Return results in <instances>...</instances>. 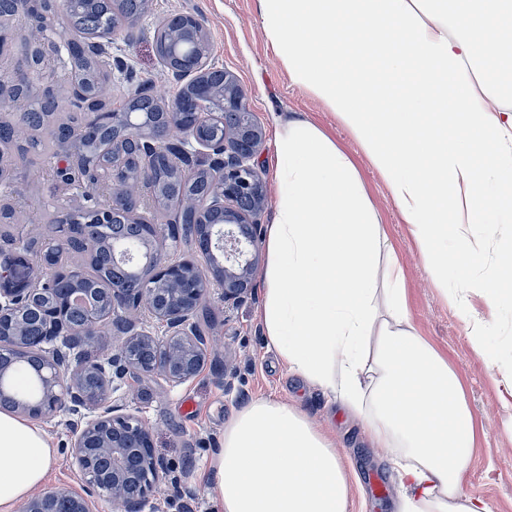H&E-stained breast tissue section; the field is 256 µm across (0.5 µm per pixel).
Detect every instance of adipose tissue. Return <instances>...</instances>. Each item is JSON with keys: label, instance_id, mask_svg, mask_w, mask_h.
<instances>
[{"label": "adipose tissue", "instance_id": "ef3b65f1", "mask_svg": "<svg viewBox=\"0 0 512 512\" xmlns=\"http://www.w3.org/2000/svg\"><path fill=\"white\" fill-rule=\"evenodd\" d=\"M291 80L334 112L381 173L430 276L460 269L448 227L512 224V6L505 0H258ZM276 217L260 317L280 364L361 415L400 487L395 512H490L462 489L478 428L462 382L418 331L405 275L352 158L276 116ZM56 463L39 426L0 410V512ZM333 436L283 401L224 425L201 481L216 512H348Z\"/></svg>", "mask_w": 512, "mask_h": 512}]
</instances>
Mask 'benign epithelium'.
I'll return each mask as SVG.
<instances>
[{
	"instance_id": "benign-epithelium-1",
	"label": "benign epithelium",
	"mask_w": 512,
	"mask_h": 512,
	"mask_svg": "<svg viewBox=\"0 0 512 512\" xmlns=\"http://www.w3.org/2000/svg\"><path fill=\"white\" fill-rule=\"evenodd\" d=\"M12 14L39 30L32 57L41 72H54L60 56L55 29L47 21L53 0H12ZM187 26L166 28L159 57L168 78L184 83L169 120L191 117L187 133L176 136L170 126H156L138 114L109 109L97 92L76 84L65 91L82 108L90 122L106 115L127 133L138 166L130 173L121 152L106 159H79V151L65 153L58 170L84 168L98 186L112 189L109 205H94L83 189L62 177L61 190L75 191L76 211L96 224H109L115 214L127 223L150 227L149 238L133 246L125 239L107 241L112 259L130 265L141 288L127 293L109 281L100 282L81 260L95 240L80 236L67 217L52 227L51 238L34 253L22 239L10 242V252L0 247V359L32 362L37 379L34 399L18 400L10 411L31 420L48 419L61 409L76 417L72 423L70 457L82 475V486H47L28 499L22 512H93L95 500L110 503L117 512H158L154 497L170 465L157 457L151 434L140 410L124 396L112 395L132 382L148 378L176 387L202 370L208 348L200 331L198 310L212 290L221 291L224 305L234 307L251 294L254 274L261 261L260 217L265 209V188L258 173L264 146L261 127L246 119L224 122V113L244 109L236 78L224 73V86L210 77L208 33L201 19L186 14ZM83 54L95 58L113 73L126 72L112 56V32L93 26L79 42ZM207 159L205 174L210 192L182 205L181 210L204 222L209 211L224 214V223L207 228L209 247L203 256L210 276L199 268L197 254L173 257L156 245L159 239L181 243L178 226L154 224L141 212L139 188H153L159 179L155 160L173 159L185 176L196 172L195 161ZM251 199L242 207V197ZM148 313V323L130 317ZM107 320L112 334L123 337L117 352L98 360L86 357L82 345L100 333Z\"/></svg>"
}]
</instances>
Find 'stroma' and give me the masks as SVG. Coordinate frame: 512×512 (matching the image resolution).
<instances>
[{
  "instance_id": "obj_1",
  "label": "stroma",
  "mask_w": 512,
  "mask_h": 512,
  "mask_svg": "<svg viewBox=\"0 0 512 512\" xmlns=\"http://www.w3.org/2000/svg\"><path fill=\"white\" fill-rule=\"evenodd\" d=\"M183 13L204 20L213 62L236 77L247 111L264 132L266 148L258 165L267 190L263 224L272 223L276 207L274 114L287 112L311 120L353 159L381 229L405 270L413 321L420 334L447 356L482 427L463 477V491L482 498L490 512H512V295L503 294L492 302L477 287L501 270L502 260L512 251V224L449 227V246H456L463 236L479 256L475 264L468 254L459 256L464 276L448 287L466 299V312H459L444 295L448 289H441L429 275L408 224L370 158L335 113L290 79L264 36L256 0H152L132 34L120 31L112 37V53L125 60L130 73L114 76L109 101H124L133 80L148 83L159 103L177 95L180 86L164 74L153 31L162 19ZM48 161V155L41 154L33 168L16 162L17 192L0 190V208L10 214L13 236L46 238L48 228L39 222V215L61 213L72 202L71 194L56 188L47 177ZM254 285L256 297L237 307L225 308L217 291L201 304L198 322L209 346L198 376L175 388L160 379H146L125 389L127 401L143 411L156 454L174 467L173 481L158 490V504L163 512H213L199 472L218 447L225 422L251 400L272 396L299 407L318 423L331 425L343 466L358 478L350 512H394L399 487L387 463L390 449L373 447L361 431L359 417L329 403L319 388L283 370L261 330L259 292L265 286L264 270H257ZM471 321L485 325L493 357L476 352L467 329ZM40 426L58 450L48 484L79 486L81 477L68 452L67 415L56 413ZM372 473L386 481L385 492L377 497L368 481Z\"/></svg>"
}]
</instances>
